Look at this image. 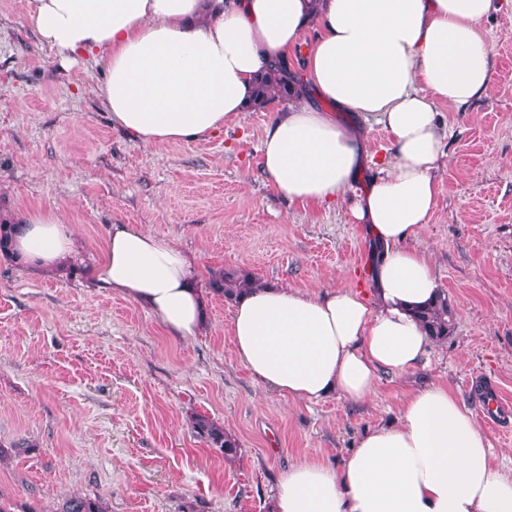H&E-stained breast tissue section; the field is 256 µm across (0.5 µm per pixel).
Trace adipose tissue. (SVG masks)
Here are the masks:
<instances>
[{
	"label": "adipose tissue",
	"mask_w": 512,
	"mask_h": 512,
	"mask_svg": "<svg viewBox=\"0 0 512 512\" xmlns=\"http://www.w3.org/2000/svg\"><path fill=\"white\" fill-rule=\"evenodd\" d=\"M495 0H28L27 19L61 60L106 53L95 92L115 125L145 143L216 135L254 97L256 76L287 57L308 29V91L275 113L258 151L262 172L289 200L346 206L374 243L368 293L260 285L235 303L229 336L265 390L316 403H361L380 373L411 375L431 351L415 309L441 292L421 235L435 209L448 143L437 103L458 108L492 86V45L480 25ZM381 126L388 146L369 149ZM373 175L357 181L365 168ZM55 212L25 216L13 248L42 271L75 248ZM169 333L207 324L197 267L138 224L110 230L96 268ZM448 387L412 388L398 423L366 430L333 469L292 465L276 512H512V466Z\"/></svg>",
	"instance_id": "adipose-tissue-1"
}]
</instances>
